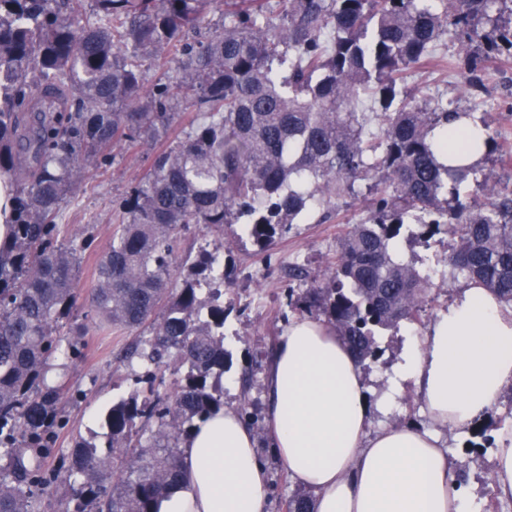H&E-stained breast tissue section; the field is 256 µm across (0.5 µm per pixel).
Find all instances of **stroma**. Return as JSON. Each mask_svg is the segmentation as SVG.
Here are the masks:
<instances>
[{"mask_svg": "<svg viewBox=\"0 0 512 512\" xmlns=\"http://www.w3.org/2000/svg\"><path fill=\"white\" fill-rule=\"evenodd\" d=\"M491 72L484 90L474 94L467 93L466 72L457 65L448 73L415 76L408 86L414 89L430 85L432 91L458 101L461 107L487 116L512 151V62L492 67ZM193 118L191 109H179L166 134L130 151L117 152L106 167L86 169L77 189L68 195L61 223L67 224L71 232L87 230L93 235L91 248L77 269L81 288H91L95 261L112 240L115 202L136 185L157 152L189 131ZM366 210L367 202L360 198L337 200L330 210L321 207L308 211L300 223L276 236L264 258L256 255L247 239H237L229 233L224 236V265L232 271L231 282L224 288V304L230 309L224 324V345L232 354V365L222 382L248 386L247 391L237 389L225 394L224 402L247 419L257 437V452L265 464L270 486L268 512H280V503L298 489L266 442L264 397L268 360L292 315L287 293L295 283L293 270L303 267L309 279H319L336 251L341 233L364 219ZM450 249L451 242L443 234L433 237L426 248L407 237L396 246L398 256L414 263L430 282L426 305L430 319L465 284L464 279L453 276L451 267L443 261ZM424 331V326L404 324L379 336L382 354L363 368L366 384L375 395L390 391L394 370L409 343L421 338ZM61 332L78 338L82 355L67 362L69 393L60 406L56 445L46 461L49 479L37 497L36 512H63L73 484L69 472L73 435L99 430L112 401L136 387L135 373L125 359L126 351L137 339L136 333L112 332L81 306L64 319ZM407 423L437 430L457 472L464 477L473 512H485L490 498L488 457L468 450L470 444L481 443V435L469 430L436 429L416 387L409 381L396 393L391 405L373 412L371 428L377 431Z\"/></svg>", "mask_w": 512, "mask_h": 512, "instance_id": "stroma-1", "label": "stroma"}]
</instances>
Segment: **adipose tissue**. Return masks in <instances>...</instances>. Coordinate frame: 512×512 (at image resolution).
Returning <instances> with one entry per match:
<instances>
[{
	"label": "adipose tissue",
	"mask_w": 512,
	"mask_h": 512,
	"mask_svg": "<svg viewBox=\"0 0 512 512\" xmlns=\"http://www.w3.org/2000/svg\"><path fill=\"white\" fill-rule=\"evenodd\" d=\"M415 380L431 420L454 430L482 422L512 387V306L480 286L460 289L413 342L397 372ZM362 370L326 322L289 320L268 362L270 446L315 512H471L446 447L408 424L371 431ZM489 486L512 497V427L497 439ZM269 483L254 432L221 407L197 423L183 476L160 512H266Z\"/></svg>",
	"instance_id": "adipose-tissue-1"
}]
</instances>
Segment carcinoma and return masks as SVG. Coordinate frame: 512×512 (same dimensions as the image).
<instances>
[{
    "label": "carcinoma",
    "mask_w": 512,
    "mask_h": 512,
    "mask_svg": "<svg viewBox=\"0 0 512 512\" xmlns=\"http://www.w3.org/2000/svg\"><path fill=\"white\" fill-rule=\"evenodd\" d=\"M223 7L213 28L208 14ZM449 38L466 85L485 64L512 59V0H0V177L15 190L9 239L0 242V512H35L50 432L68 389L48 381L59 357L79 350L59 333L80 300L113 330L150 331L127 353L146 384L112 403L102 432L71 452L74 509L160 512L182 478V448L196 421L224 406L230 366L214 256L174 271L183 228L234 224L257 250L316 206L368 198L367 217L340 237L323 280L288 289V305L323 317L361 365L377 337L419 324L428 281L394 251L402 234L444 233L457 275L512 303V187L484 169L448 171L434 141L470 113L442 95L405 86L437 65ZM176 63L148 88L144 62ZM370 99L380 111L359 104ZM196 112L190 130L158 152L118 204L112 242L88 293L78 253L57 223L85 169L117 147L166 132L174 111ZM485 157L505 154L482 123ZM184 370L160 394L155 371ZM157 425L153 444L139 433ZM124 462L112 487V459ZM286 512H314L299 490Z\"/></svg>",
    "instance_id": "cac0c4a2"
}]
</instances>
